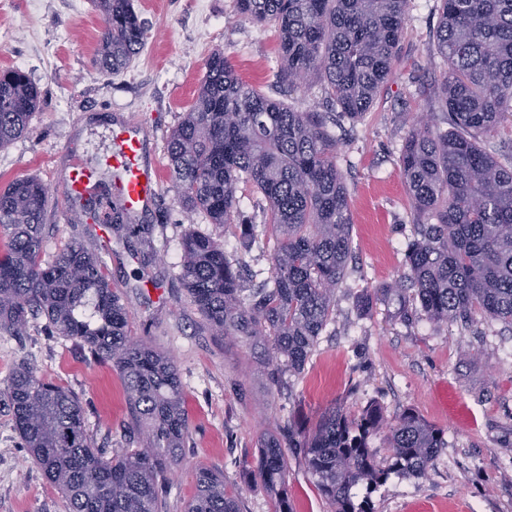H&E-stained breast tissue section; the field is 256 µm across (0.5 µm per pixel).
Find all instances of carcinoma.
Returning <instances> with one entry per match:
<instances>
[{
  "instance_id": "obj_1",
  "label": "carcinoma",
  "mask_w": 512,
  "mask_h": 512,
  "mask_svg": "<svg viewBox=\"0 0 512 512\" xmlns=\"http://www.w3.org/2000/svg\"><path fill=\"white\" fill-rule=\"evenodd\" d=\"M102 27L93 64L125 69L146 30L133 0H96ZM410 0H234L236 12L279 32L290 85L323 81L325 100L362 117L393 76ZM436 50L448 63L435 95L451 130L419 120L399 164L419 238L405 255L408 274L373 289L362 306L399 295L435 324H472L476 315L512 325V155L501 162L486 146L512 126V0H440ZM41 92L18 68L0 71V149L29 131ZM325 112H299L237 75L224 51L213 52L193 104L168 140L175 190L210 223L251 237L256 226L238 210L247 186L269 206L275 234L272 274L247 295L241 269L222 242L191 233L182 243L180 277L215 336L243 338L276 369L299 372L333 319L336 288L350 255L351 213L336 167V136ZM48 189L24 178L0 189V331L18 334L28 317H45L52 334L79 341L124 380L133 437L126 448L95 446L78 398L27 367L5 395L16 429L68 512H163L162 493L183 462L189 434L178 369L170 357L128 332V312L98 258L74 244L42 259ZM386 434L387 464L371 440ZM309 470L331 512H376L372 495L393 474L418 479L448 447L444 430L411 408L388 417L377 405L351 415L328 408L301 440ZM292 512L282 441L263 438L248 470ZM187 512H243L224 476L196 473Z\"/></svg>"
}]
</instances>
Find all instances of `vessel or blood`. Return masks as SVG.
Returning a JSON list of instances; mask_svg holds the SVG:
<instances>
[{
    "mask_svg": "<svg viewBox=\"0 0 512 512\" xmlns=\"http://www.w3.org/2000/svg\"><path fill=\"white\" fill-rule=\"evenodd\" d=\"M142 126L127 122L112 131L111 149L105 163L112 170L113 183L122 206L130 213L142 212L158 193V171L145 157ZM95 175L94 168L82 158H74L62 187L64 197L84 194Z\"/></svg>",
    "mask_w": 512,
    "mask_h": 512,
    "instance_id": "b4317fda",
    "label": "vessel or blood"
}]
</instances>
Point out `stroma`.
Returning a JSON list of instances; mask_svg holds the SVG:
<instances>
[{
	"mask_svg": "<svg viewBox=\"0 0 512 512\" xmlns=\"http://www.w3.org/2000/svg\"><path fill=\"white\" fill-rule=\"evenodd\" d=\"M233 2L133 0L145 45L111 76L92 65L101 31L92 0H9L0 10V69L25 71L41 91L29 132L0 150V188L30 177L48 187L44 260L74 242L99 256L132 335L172 357L180 374L189 437L165 512H187L201 465L223 474L244 512H271L263 484L242 475L257 467L261 438L283 434L294 418L314 425L336 403L354 414L373 401L391 417L415 409L448 440L424 477L391 476L373 495L376 512H512V326L408 321L396 296L365 311L358 306L367 291L407 273L406 245L418 236L398 158L414 116L429 113L445 124L434 98L448 70L435 50L439 0H410L393 77L363 117L333 121L353 221L351 260L334 318L304 369L278 379L259 351L212 334L180 279L181 246L192 231L223 238L252 283L272 272L263 199L240 193L256 226L245 250L203 212L187 210L174 189L169 135L193 103L209 55L223 50L243 81L298 111L323 109L320 82L295 91L283 82L275 28L236 13ZM126 121L147 125V158L160 167V190L133 225L103 228L77 213L60 188L74 156L100 162L112 127ZM21 366L79 398L86 430L102 448L124 442V382L80 342L49 336L45 318L29 320L19 336L0 332V512H66L64 496L22 448L4 396ZM285 455L294 512H329L302 449Z\"/></svg>",
	"mask_w": 512,
	"mask_h": 512,
	"instance_id": "35a3bbf8",
	"label": "stroma"
}]
</instances>
